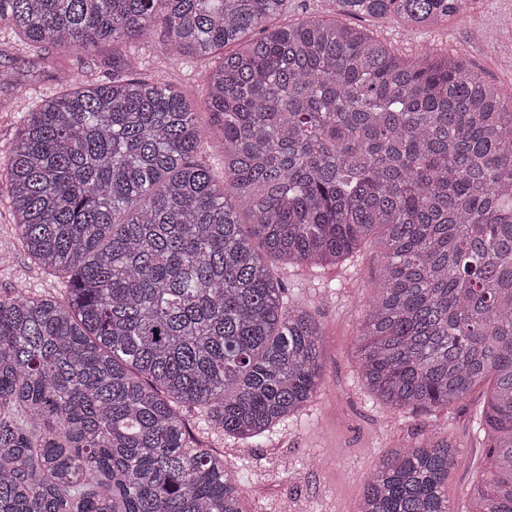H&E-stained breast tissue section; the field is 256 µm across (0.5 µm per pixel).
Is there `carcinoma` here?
Here are the masks:
<instances>
[{
    "instance_id": "obj_1",
    "label": "carcinoma",
    "mask_w": 512,
    "mask_h": 512,
    "mask_svg": "<svg viewBox=\"0 0 512 512\" xmlns=\"http://www.w3.org/2000/svg\"><path fill=\"white\" fill-rule=\"evenodd\" d=\"M407 29L469 0H329ZM286 0H0L27 45L155 36L208 62L215 176L185 95L131 57L22 113L0 179L19 248L62 295H0V512H244L190 414L253 438L321 393L322 324L273 266L343 263L380 230L359 368L395 411L492 385L495 467L464 512H512V91L463 61L404 59L334 19L269 25ZM457 446L425 435L369 475L359 512H450Z\"/></svg>"
}]
</instances>
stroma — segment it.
I'll return each mask as SVG.
<instances>
[{
	"instance_id": "1",
	"label": "stroma",
	"mask_w": 512,
	"mask_h": 512,
	"mask_svg": "<svg viewBox=\"0 0 512 512\" xmlns=\"http://www.w3.org/2000/svg\"><path fill=\"white\" fill-rule=\"evenodd\" d=\"M371 35L399 56L426 52L461 58L489 82L512 90V0H472L471 14L439 27L409 30L398 18H366ZM133 43L75 51H50L46 76L17 96L16 112H0V163L15 137L17 111L57 95V70L71 71L76 81L103 80L113 59L136 52ZM145 73L163 78L193 102H200L204 68L172 61L161 43L141 58ZM8 188L0 181V293L25 285L39 292L59 293L57 278L41 273L17 248L8 215ZM382 246L372 240L350 260L338 265H283L278 277L286 297L295 299L322 321L323 393L274 431L253 440H239L214 429L205 413L192 419L193 432L223 450L230 468L244 472L240 496L246 512H357L365 483L380 459L403 448L417 432L456 444L462 457L448 474L451 512H462L466 496L492 461L471 417L485 402L488 385L475 387L448 409H408L397 413L373 398L359 374L356 320L377 294Z\"/></svg>"
}]
</instances>
